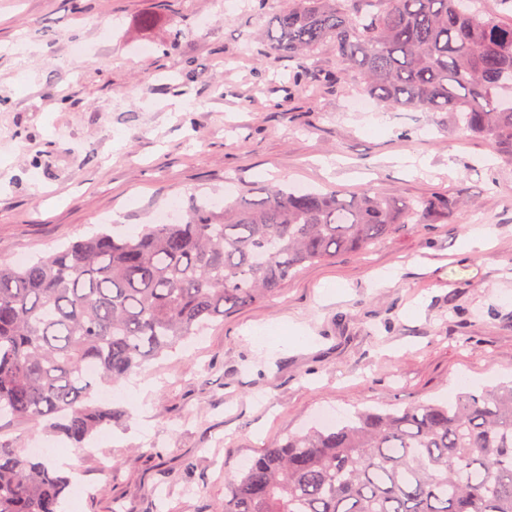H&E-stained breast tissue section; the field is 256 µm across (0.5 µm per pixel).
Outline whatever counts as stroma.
<instances>
[{
  "instance_id": "35a3bbf8",
  "label": "stroma",
  "mask_w": 512,
  "mask_h": 512,
  "mask_svg": "<svg viewBox=\"0 0 512 512\" xmlns=\"http://www.w3.org/2000/svg\"><path fill=\"white\" fill-rule=\"evenodd\" d=\"M288 0H0V258L49 254L157 212L286 183L464 197L361 255L299 268L110 389L88 495L70 512H221L224 483L319 412L350 416L512 379V165L451 113L348 108L325 47L283 57L262 34ZM151 26H143L144 17ZM81 43L88 55L73 56ZM490 225L488 247L467 234ZM300 324L299 347L252 328ZM54 462L63 439L0 417V443ZM66 448V447H65Z\"/></svg>"
}]
</instances>
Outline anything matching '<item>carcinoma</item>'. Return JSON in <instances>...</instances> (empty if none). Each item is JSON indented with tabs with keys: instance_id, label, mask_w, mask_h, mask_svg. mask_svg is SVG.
I'll return each mask as SVG.
<instances>
[{
	"instance_id": "carcinoma-1",
	"label": "carcinoma",
	"mask_w": 512,
	"mask_h": 512,
	"mask_svg": "<svg viewBox=\"0 0 512 512\" xmlns=\"http://www.w3.org/2000/svg\"><path fill=\"white\" fill-rule=\"evenodd\" d=\"M500 5L508 13L466 0H288L265 40L288 57L331 46L378 104L451 112L512 163V0ZM458 205L269 185L133 237L100 231L24 266L0 261V415L81 448L116 418L100 386L267 300L296 269ZM71 488L0 444V512H60ZM223 512H512V380L291 433L227 479Z\"/></svg>"
}]
</instances>
